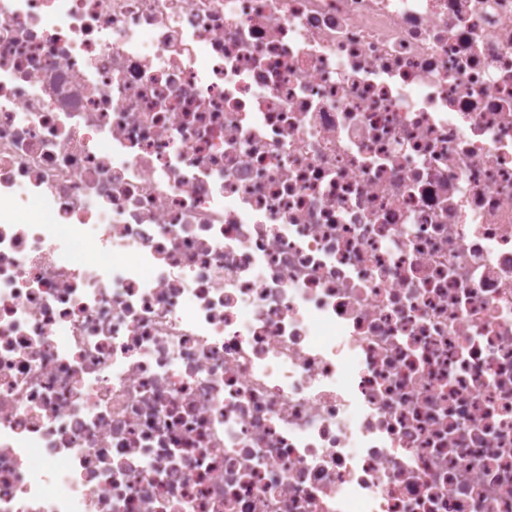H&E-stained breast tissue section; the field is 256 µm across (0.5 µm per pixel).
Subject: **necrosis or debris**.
<instances>
[{
	"instance_id": "obj_1",
	"label": "necrosis or debris",
	"mask_w": 512,
	"mask_h": 512,
	"mask_svg": "<svg viewBox=\"0 0 512 512\" xmlns=\"http://www.w3.org/2000/svg\"><path fill=\"white\" fill-rule=\"evenodd\" d=\"M0 512H512V0H0Z\"/></svg>"
}]
</instances>
